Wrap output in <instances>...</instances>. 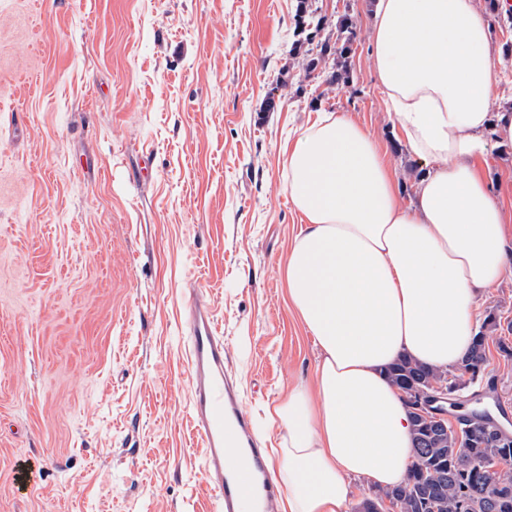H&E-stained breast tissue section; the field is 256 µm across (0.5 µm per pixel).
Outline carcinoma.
<instances>
[{"label":"carcinoma","instance_id":"carcinoma-1","mask_svg":"<svg viewBox=\"0 0 512 512\" xmlns=\"http://www.w3.org/2000/svg\"><path fill=\"white\" fill-rule=\"evenodd\" d=\"M308 0H299L297 35L301 43L316 44L315 56H306V69L314 71L331 57L343 58L351 52L355 32L349 22L340 26L336 41L322 40L323 18L307 9ZM497 328L496 317L490 315L473 338L472 346L459 371L476 380L485 363L487 332ZM391 382L405 389L417 382H433L452 395L460 385L448 380V372L430 369L418 361L404 357L387 369ZM463 435L453 428L448 432L430 431L415 423L412 432L415 462L405 484L379 491L362 505L381 508L387 500L398 512H512V447L503 448L491 429L496 426L489 416L475 415L458 420ZM497 459V468L489 473L479 470L481 463Z\"/></svg>","mask_w":512,"mask_h":512}]
</instances>
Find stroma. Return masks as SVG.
Returning <instances> with one entry per match:
<instances>
[{
	"instance_id": "stroma-1",
	"label": "stroma",
	"mask_w": 512,
	"mask_h": 512,
	"mask_svg": "<svg viewBox=\"0 0 512 512\" xmlns=\"http://www.w3.org/2000/svg\"><path fill=\"white\" fill-rule=\"evenodd\" d=\"M512 0L491 17L512 109ZM358 37L348 81L293 50L297 0H0V512H217L189 424L190 287L262 448L267 404L311 382L318 350L281 268L302 224L283 150L317 113L369 129L403 202L423 172L373 67L375 0H309ZM512 212V150L490 144ZM498 321L480 395L512 417V275L479 299Z\"/></svg>"
}]
</instances>
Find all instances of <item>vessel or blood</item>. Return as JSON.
<instances>
[{
    "label": "vessel or blood",
    "instance_id": "vessel-or-blood-1",
    "mask_svg": "<svg viewBox=\"0 0 512 512\" xmlns=\"http://www.w3.org/2000/svg\"><path fill=\"white\" fill-rule=\"evenodd\" d=\"M187 325L189 416L202 450L206 486L219 512H241L245 496L275 509V486L242 408L233 378L224 368V339L210 304L190 305Z\"/></svg>",
    "mask_w": 512,
    "mask_h": 512
}]
</instances>
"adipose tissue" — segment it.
I'll list each match as a JSON object with an SVG mask.
<instances>
[{
  "label": "adipose tissue",
  "instance_id": "obj_1",
  "mask_svg": "<svg viewBox=\"0 0 512 512\" xmlns=\"http://www.w3.org/2000/svg\"><path fill=\"white\" fill-rule=\"evenodd\" d=\"M373 45L392 125L425 170L403 204L374 135L332 112L285 151L305 223L283 276L319 352L312 383L268 409L287 434L272 451L287 512H347L355 478L406 481L414 422L387 368L457 369L480 294L512 273V215L478 167L489 141L512 148V113L488 110V17L474 0H377Z\"/></svg>",
  "mask_w": 512,
  "mask_h": 512
}]
</instances>
